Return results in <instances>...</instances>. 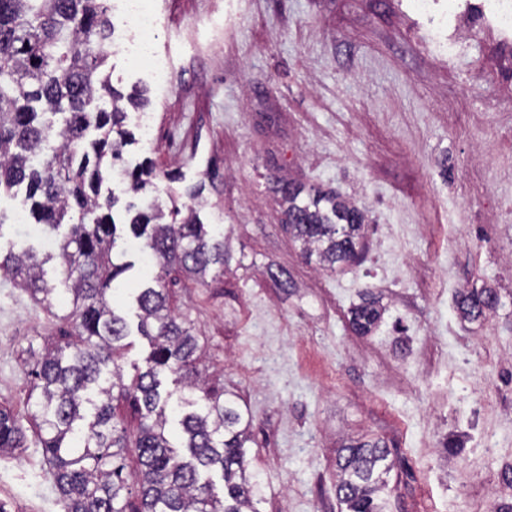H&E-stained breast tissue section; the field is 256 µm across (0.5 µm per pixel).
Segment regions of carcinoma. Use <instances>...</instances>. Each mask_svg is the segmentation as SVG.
I'll list each match as a JSON object with an SVG mask.
<instances>
[{"instance_id": "cac0c4a2", "label": "carcinoma", "mask_w": 512, "mask_h": 512, "mask_svg": "<svg viewBox=\"0 0 512 512\" xmlns=\"http://www.w3.org/2000/svg\"><path fill=\"white\" fill-rule=\"evenodd\" d=\"M112 25L105 0H0V188L26 186L36 224L48 233L68 225L57 244L65 264V294L47 279L30 250L0 254V271L20 281L33 301L70 325L63 340L35 356L28 372L27 409L0 405V453L26 447L27 428L38 435L47 473L65 512H258L256 485L246 473L249 422L233 395L214 390L201 377L203 348L186 320L172 314L162 281L176 270L203 283L224 271V232L191 211L165 220L161 204L126 206L130 229L145 239L159 263L156 275L136 296L137 331L148 339L145 367L125 384L117 363L129 334L126 319L108 299L124 267L112 261L116 224L114 196L102 186L119 172L138 194L153 185V169L126 167L129 145L125 105H145L124 96L103 74L102 52ZM64 115L61 147L44 155L54 117ZM286 208L283 223L306 257L334 272L357 257L365 215L334 190L305 189L288 181L273 184ZM78 216H73L72 212ZM492 288L464 289L458 313L479 320L496 310ZM381 319L374 300H364L353 324L369 333ZM112 367L111 378L102 379ZM168 372L188 391L177 407L161 391ZM119 390L140 414L135 438L114 415ZM179 425L169 429V416ZM134 452L139 487L123 476ZM379 440L350 443L336 457V494L346 512H387V476L393 463ZM224 481V497L213 491L212 475Z\"/></svg>"}]
</instances>
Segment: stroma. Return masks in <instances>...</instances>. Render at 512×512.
<instances>
[{
  "label": "stroma",
  "instance_id": "1",
  "mask_svg": "<svg viewBox=\"0 0 512 512\" xmlns=\"http://www.w3.org/2000/svg\"><path fill=\"white\" fill-rule=\"evenodd\" d=\"M475 2L148 0L166 91L151 60L107 51L113 86L150 99L128 114L136 133L148 115L153 138L127 147V165L151 161L163 208L224 231L223 271L164 283L204 346L207 384L251 418L257 512H342L337 451L371 439L395 461L388 512L512 502V30L472 21ZM281 179L364 212L360 262L304 260L270 190ZM26 208L24 189L0 191L1 252L42 248L16 222ZM112 259L127 267L111 301L132 328L118 359L130 377L149 351L135 330L149 268L122 237ZM473 287L499 304L465 321L455 302ZM367 294L384 314L363 335L351 311ZM66 329L0 273V404L24 408L23 350ZM0 496L10 512H64L36 435L0 454Z\"/></svg>",
  "mask_w": 512,
  "mask_h": 512
}]
</instances>
